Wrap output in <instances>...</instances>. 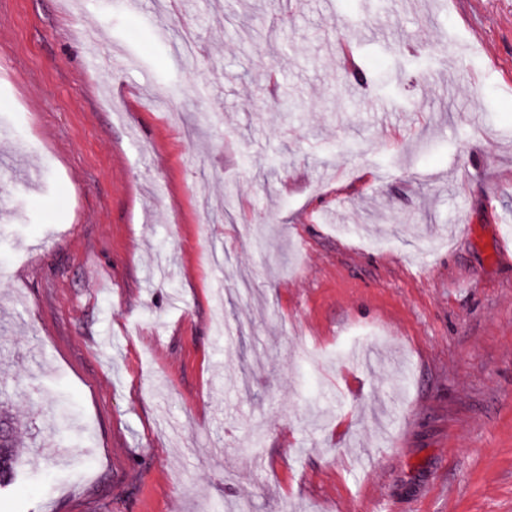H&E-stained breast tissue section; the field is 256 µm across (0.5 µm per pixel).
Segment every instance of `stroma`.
<instances>
[{
  "label": "stroma",
  "instance_id": "stroma-1",
  "mask_svg": "<svg viewBox=\"0 0 512 512\" xmlns=\"http://www.w3.org/2000/svg\"><path fill=\"white\" fill-rule=\"evenodd\" d=\"M98 2L0 0V512H512V0ZM4 395V392L0 390V424L6 430V437L3 441V446H0V456L10 462L11 467L9 470L4 472L3 479L0 481V486H7L11 484L18 474L19 468L26 463L23 454L16 447L14 434L17 421L9 408L8 398L5 400L3 397Z\"/></svg>",
  "mask_w": 512,
  "mask_h": 512
}]
</instances>
